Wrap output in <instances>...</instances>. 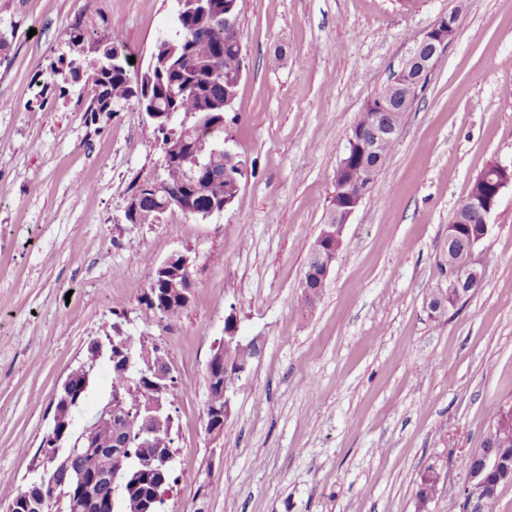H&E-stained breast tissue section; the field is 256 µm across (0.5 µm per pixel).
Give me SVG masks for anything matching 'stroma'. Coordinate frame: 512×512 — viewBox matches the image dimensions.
<instances>
[{
	"mask_svg": "<svg viewBox=\"0 0 512 512\" xmlns=\"http://www.w3.org/2000/svg\"><path fill=\"white\" fill-rule=\"evenodd\" d=\"M455 41L404 116L383 179L351 216L315 307L303 272L366 102L443 14ZM177 0H0V480L25 486L52 403L95 340L158 344L176 387L167 512H460L462 456L512 401V187L476 251L485 280L447 315L448 217L492 160H512V0H240L246 61L224 138L247 160L235 203L201 219L125 218L162 176L161 136L135 105L88 112L60 57L114 24L132 74ZM195 259L192 302L146 317L172 253ZM236 313L261 353L220 436L207 366ZM439 485H435L431 479L430 470L420 477L418 490L416 492V511L428 512L429 505L438 492Z\"/></svg>",
	"mask_w": 512,
	"mask_h": 512,
	"instance_id": "35a3bbf8",
	"label": "stroma"
}]
</instances>
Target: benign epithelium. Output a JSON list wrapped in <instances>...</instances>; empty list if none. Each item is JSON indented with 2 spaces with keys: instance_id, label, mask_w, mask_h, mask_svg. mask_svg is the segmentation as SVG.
<instances>
[{
  "instance_id": "7a95c632",
  "label": "benign epithelium",
  "mask_w": 512,
  "mask_h": 512,
  "mask_svg": "<svg viewBox=\"0 0 512 512\" xmlns=\"http://www.w3.org/2000/svg\"><path fill=\"white\" fill-rule=\"evenodd\" d=\"M454 10L444 14L424 33L423 37L409 48L399 69L393 73L386 85L371 97L365 108L371 110L372 117L368 125L355 127L349 134L342 158L336 168L335 183L338 188L336 199L328 212L327 223L324 224L319 239L313 245L311 266L306 270L300 288L308 298L310 305H315L320 298L319 288L325 284L334 262L343 244L345 226L360 206L365 196L371 192L376 182L375 172L386 165L387 156L378 151V143L382 139L397 137L403 116L410 111L417 98L418 90L432 72L437 60L448 50L457 33ZM358 154L360 160H374V164L366 167L363 180L351 182L347 177L349 156ZM478 180L488 186V191L476 197L472 202V218L460 217L462 224L479 223L482 232L470 238L467 248L448 256V282L459 289L457 302H462L469 292L481 287L484 271L474 259L476 249L485 241L490 232L489 218L496 210L503 190L512 186V161H495L478 175ZM195 259L189 254L177 252L169 256L155 270L154 275L169 278L174 275L180 279L183 296L189 300L193 294L194 282L190 273ZM73 393V376L67 375L54 402L59 410L52 417L58 426L69 416ZM163 404L158 400L147 405L139 412L141 446L149 445V428L162 420ZM512 454V438L503 437L495 449L477 453L479 462L475 466L464 469L465 481L460 489L463 512H484L487 502L496 494L499 485L512 482V467L507 465L505 458ZM56 456L50 455L41 460L34 470L37 477L27 483L25 496L31 494L45 483V475L54 467ZM90 479L78 475L71 486L53 497L60 501L74 499L83 494Z\"/></svg>"
}]
</instances>
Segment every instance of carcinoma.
<instances>
[{
  "label": "carcinoma",
  "instance_id": "1",
  "mask_svg": "<svg viewBox=\"0 0 512 512\" xmlns=\"http://www.w3.org/2000/svg\"><path fill=\"white\" fill-rule=\"evenodd\" d=\"M239 12V0H182L172 19L173 34L160 36L151 52L146 70L131 79L124 45L107 34L97 41V56L86 62L70 59L67 67L72 73H82L84 87L89 92L88 112H110L120 103H134L143 112H170L192 114L195 121L180 123L177 127L164 128L161 145L172 143L176 155L166 167L165 182L187 200L195 216L206 218L205 212L224 193L234 189V182L224 180L230 173L243 177L246 162L238 154L224 151L212 140L224 134V97L236 91L235 78L239 75L244 57L236 32L224 28V17L234 18ZM205 142L206 169L196 167L195 150ZM166 198L160 194L144 198L138 223L153 224L158 221ZM458 237L448 244V252L462 250L469 241L474 224H456ZM145 316L175 315L186 307L178 297V290L167 280H150L143 294ZM122 343L117 353L111 344L103 345L111 371L109 395L122 394V409L112 419V447L123 452L114 453L108 448L95 446L96 428L85 424L80 430L69 426L66 432L51 430L42 440L35 455L59 449L76 448L78 452L68 457L54 475L55 486L65 489L77 474H100L106 467L124 474V487L112 493V486L105 481L93 488V502L80 500L66 503L65 512H140L142 498L151 494L165 495L176 483L173 471L160 474L152 457L138 450L139 408L159 397L169 399L176 386L175 379L168 381L165 392H160L154 379L138 371V363L152 359L165 369L168 362L158 345L134 336H116ZM255 359V349L244 346L235 350L232 360L224 363V373L208 376L206 411L213 412V420L224 428V387L233 386L241 378L240 370L249 368ZM173 417L163 415V423L154 429V447H173ZM24 489H11L0 494V503L14 505L13 512H26L22 493ZM438 492L430 472L421 475L416 492V512H428L429 505Z\"/></svg>",
  "mask_w": 512,
  "mask_h": 512
}]
</instances>
